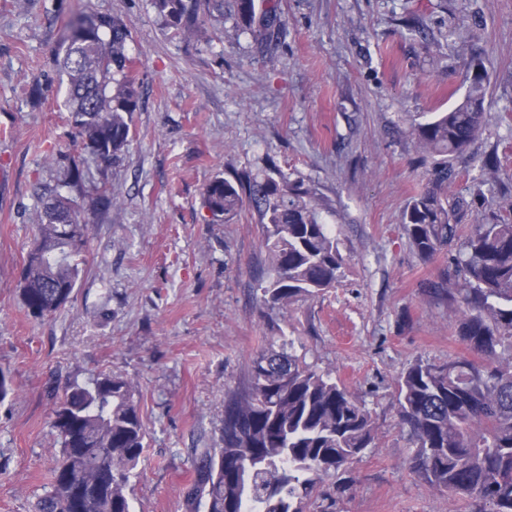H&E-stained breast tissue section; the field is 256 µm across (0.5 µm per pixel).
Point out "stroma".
Masks as SVG:
<instances>
[{"instance_id": "obj_1", "label": "stroma", "mask_w": 512, "mask_h": 512, "mask_svg": "<svg viewBox=\"0 0 512 512\" xmlns=\"http://www.w3.org/2000/svg\"><path fill=\"white\" fill-rule=\"evenodd\" d=\"M277 3L288 35L266 48L229 14L199 42L166 26L151 0H0V369L15 388L0 402V512H34L59 454L54 399L101 373L138 385L148 436L127 489L134 512H186L193 449L212 445L228 393L282 335L365 400L378 433L349 491L323 481L336 512H465L411 472L396 414L409 364L463 350L446 303L419 288L448 255L423 264L403 228L435 165L412 122L462 100L458 49L479 52L489 121L446 194L483 179L469 224L512 196V0ZM84 10L127 25L140 100L128 151L76 188L51 158L75 150L54 60L63 20ZM270 159L316 190L345 259L338 287L272 321L259 308L269 268L256 212L216 222L203 198L215 177L256 175ZM487 161L497 167L488 178ZM102 179L115 203L84 215L91 241L74 299L33 318L19 275L41 190L75 197Z\"/></svg>"}]
</instances>
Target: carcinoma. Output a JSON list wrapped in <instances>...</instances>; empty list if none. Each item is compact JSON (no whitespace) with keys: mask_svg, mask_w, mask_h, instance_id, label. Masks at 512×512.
Wrapping results in <instances>:
<instances>
[{"mask_svg":"<svg viewBox=\"0 0 512 512\" xmlns=\"http://www.w3.org/2000/svg\"><path fill=\"white\" fill-rule=\"evenodd\" d=\"M153 6L166 25L199 41L210 40L208 18L224 17V0H153ZM232 7L258 44L287 35L273 0L264 9L256 0H232ZM130 39L126 24L110 15L79 12L64 25L55 63L66 77L76 145L62 166L67 184L80 182L91 160H116L133 139L139 85ZM465 68L464 99L413 126L417 148L437 160L434 187L413 197L403 224L424 263L457 246L437 280L421 287L448 304L465 352L409 365L396 380V410L415 445L411 465L421 479L467 501L471 512H512V219L493 214L465 226L458 223L464 199L441 195L487 119L484 61L470 53ZM204 200L216 221L232 220L247 203L258 213L272 271L259 286L264 316L288 313L341 283L344 258L321 220L320 198L288 185L280 169L217 176ZM40 201L20 272L22 303L35 318L72 301L79 257L90 241L83 213L113 205L112 195L97 191L73 198L46 189ZM51 427L59 457L36 512H131L127 488L147 437L136 383L102 373L69 386L55 401ZM377 443L362 397L312 369L282 336L254 355L247 383L228 395L218 445L195 449L187 512H310L322 480L348 473Z\"/></svg>","mask_w":512,"mask_h":512,"instance_id":"1","label":"carcinoma"}]
</instances>
